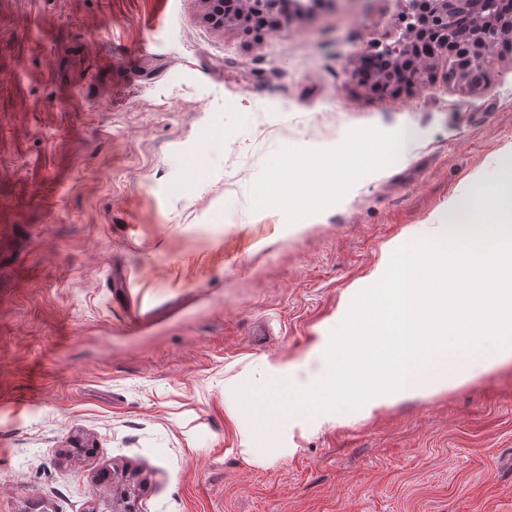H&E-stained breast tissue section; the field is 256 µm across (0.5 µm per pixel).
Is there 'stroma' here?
Wrapping results in <instances>:
<instances>
[{
  "label": "stroma",
  "instance_id": "1",
  "mask_svg": "<svg viewBox=\"0 0 512 512\" xmlns=\"http://www.w3.org/2000/svg\"><path fill=\"white\" fill-rule=\"evenodd\" d=\"M405 9L317 0L256 34L210 29L200 0H0V512H88L105 467L143 479L138 512H512V360L292 430L265 466L224 401L261 358L306 355L384 243L512 163V54L475 91L441 68L362 82ZM352 137L377 170L311 182L319 215L256 205ZM414 138V133L410 130H404L399 134L389 138L384 144V151L390 156L405 161L409 154L410 144ZM338 151L335 149H328L321 146H311L303 155L304 160L310 161V166L314 169L318 168H331L335 170L336 157Z\"/></svg>",
  "mask_w": 512,
  "mask_h": 512
}]
</instances>
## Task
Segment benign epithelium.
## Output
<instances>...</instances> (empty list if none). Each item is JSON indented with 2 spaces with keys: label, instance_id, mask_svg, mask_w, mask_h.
Masks as SVG:
<instances>
[{
  "label": "benign epithelium",
  "instance_id": "obj_1",
  "mask_svg": "<svg viewBox=\"0 0 512 512\" xmlns=\"http://www.w3.org/2000/svg\"><path fill=\"white\" fill-rule=\"evenodd\" d=\"M202 20L222 29L227 21H243L241 12L224 10L226 0H200ZM247 11L269 19H293L307 13L313 0H239ZM405 33L382 48L368 46L362 56L389 60L390 67L408 74V84L426 85L429 75L445 59L447 76L477 88L473 74L505 46L512 47V10L502 9L501 0H407ZM467 19L472 29L468 41L454 33L459 20Z\"/></svg>",
  "mask_w": 512,
  "mask_h": 512
}]
</instances>
